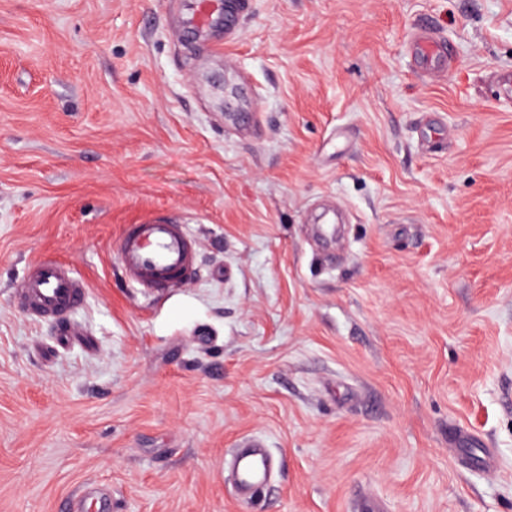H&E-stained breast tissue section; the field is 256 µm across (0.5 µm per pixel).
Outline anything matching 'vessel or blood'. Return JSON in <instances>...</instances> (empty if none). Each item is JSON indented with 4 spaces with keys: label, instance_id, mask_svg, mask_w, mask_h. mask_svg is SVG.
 I'll return each instance as SVG.
<instances>
[{
    "label": "vessel or blood",
    "instance_id": "b4317fda",
    "mask_svg": "<svg viewBox=\"0 0 512 512\" xmlns=\"http://www.w3.org/2000/svg\"><path fill=\"white\" fill-rule=\"evenodd\" d=\"M248 12L249 0H191L189 28L222 30L225 42L230 43ZM413 52L429 74L440 75L448 66L450 50L445 41L417 40ZM197 255V240L171 214L128 225L119 241L118 259L125 279L152 294L168 295L186 287L195 275ZM16 299L29 316L59 323L61 341L79 340L81 332L69 318L83 308L87 290L66 263L41 260L32 264L20 281ZM233 465L235 496L249 503L268 486L277 461L265 440L255 437L239 444Z\"/></svg>",
    "mask_w": 512,
    "mask_h": 512
}]
</instances>
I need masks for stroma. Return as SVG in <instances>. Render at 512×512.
Listing matches in <instances>:
<instances>
[{
  "instance_id": "1",
  "label": "stroma",
  "mask_w": 512,
  "mask_h": 512,
  "mask_svg": "<svg viewBox=\"0 0 512 512\" xmlns=\"http://www.w3.org/2000/svg\"><path fill=\"white\" fill-rule=\"evenodd\" d=\"M250 3L215 56L184 0H0V512H512V0ZM153 213L171 295L118 264ZM44 259L91 346L17 306ZM413 52L417 63L424 65V71L435 76L446 70L451 55L445 41L427 38L417 40L413 44ZM198 241L172 214L153 215L129 224L118 249L120 269L136 288L158 295L172 294L193 279ZM233 465L235 496L250 503L270 483L277 461L265 440L254 437L235 448Z\"/></svg>"
}]
</instances>
